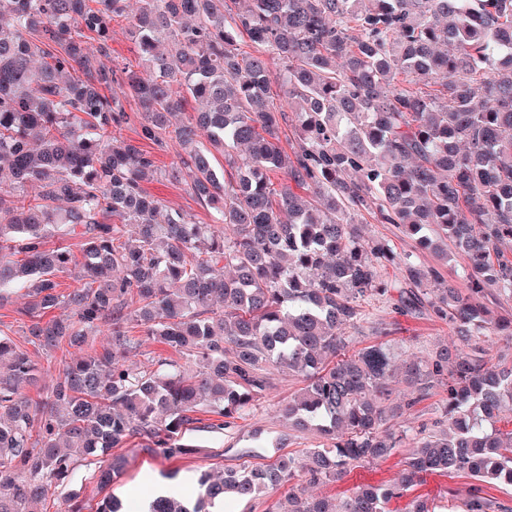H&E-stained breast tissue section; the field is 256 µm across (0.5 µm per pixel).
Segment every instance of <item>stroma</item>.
<instances>
[{"instance_id":"1","label":"stroma","mask_w":512,"mask_h":512,"mask_svg":"<svg viewBox=\"0 0 512 512\" xmlns=\"http://www.w3.org/2000/svg\"><path fill=\"white\" fill-rule=\"evenodd\" d=\"M143 186L149 193L163 198L170 208L191 215L199 223L209 224L214 220L212 209L199 202L184 185L151 179L144 181ZM362 220L366 237L386 239L398 254L414 255L421 269L435 268L445 278L453 279L467 264L462 256L444 263L434 252L422 249L416 238L402 232L397 225L377 223L368 214L363 215ZM367 310L371 324L380 323L390 330L395 366L409 362L426 363L437 349L454 340L448 325L426 316L400 315L389 298H372ZM300 386L295 377L274 374L271 389L256 402L246 420L238 421L231 429H215L214 415L201 414L199 423L183 436L184 442L194 445L196 451L181 458L167 459L145 452L144 440L131 438L121 448L128 460L127 468L112 485L100 488L94 477L96 464L84 460L78 462L77 477L68 490L79 496L84 512H95L98 503L109 493L124 501V512H137L136 502L153 496L156 489L165 484L167 474H174L176 481L191 491L202 470L217 472L242 463L259 466L284 451L302 455L305 448L318 443V436L291 430L279 413L281 404ZM440 415L441 404L433 397L417 405L410 414L390 419L388 428L405 436L401 447L385 459L355 466L341 481L321 485L320 493L342 498L358 486L391 480L411 450V434L422 425L433 424ZM472 485V479L463 474H432L416 486L413 493L433 500L437 512H460Z\"/></svg>"}]
</instances>
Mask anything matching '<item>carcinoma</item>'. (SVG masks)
<instances>
[{
	"mask_svg": "<svg viewBox=\"0 0 512 512\" xmlns=\"http://www.w3.org/2000/svg\"><path fill=\"white\" fill-rule=\"evenodd\" d=\"M136 2L131 14L130 0H0V303L26 297L27 343L61 366L42 389L43 367L0 330V512H35L82 460L109 486L124 465L112 449L130 437L165 458L192 453L181 435L194 414L234 426L273 370L301 377L284 414L327 443L304 461L205 471L195 504L162 494L144 512H212L281 488L268 512H389L448 472L475 481L464 512H512L484 492L512 486V429L497 426L512 363L472 346L476 329L512 340V322L481 302L492 289L512 296V0ZM124 20L139 70L110 65ZM245 40L256 53L241 52ZM191 101L203 108L187 111ZM134 118L142 139L176 143L170 167L122 136ZM148 176L186 185L214 223L160 219ZM363 211L425 249L449 244L468 259L467 287L365 238ZM54 237L78 240L79 254L47 246ZM392 265L400 283L427 285L399 289L398 313L424 312L458 340L454 354L406 365L412 391L398 402L390 348L348 335L369 299L395 289ZM75 270L80 286L60 292L58 275ZM130 322L176 357L127 364L142 345ZM436 387L441 428H421L391 481L340 503L304 496L302 474L334 482L392 455L401 438L387 419Z\"/></svg>",
	"mask_w": 512,
	"mask_h": 512,
	"instance_id": "obj_1",
	"label": "carcinoma"
}]
</instances>
